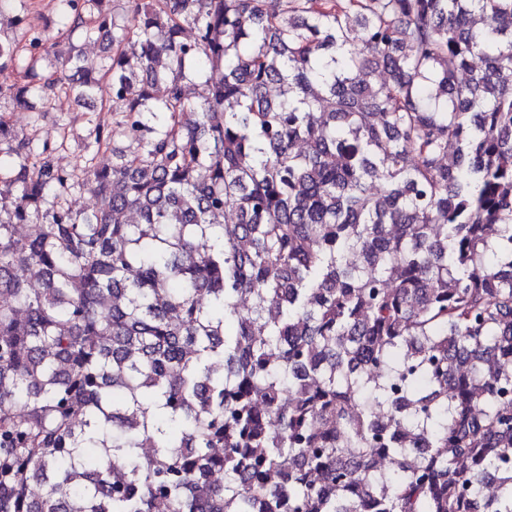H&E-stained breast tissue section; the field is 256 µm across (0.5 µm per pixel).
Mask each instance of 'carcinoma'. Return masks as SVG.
I'll return each mask as SVG.
<instances>
[{"instance_id":"carcinoma-1","label":"carcinoma","mask_w":512,"mask_h":512,"mask_svg":"<svg viewBox=\"0 0 512 512\" xmlns=\"http://www.w3.org/2000/svg\"><path fill=\"white\" fill-rule=\"evenodd\" d=\"M108 2L134 150L0 158V512H512V0Z\"/></svg>"}]
</instances>
